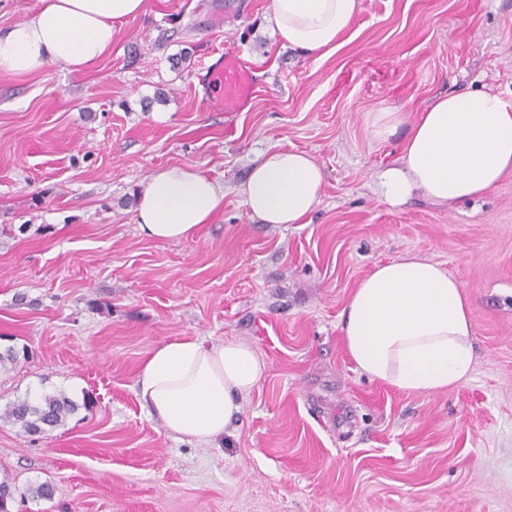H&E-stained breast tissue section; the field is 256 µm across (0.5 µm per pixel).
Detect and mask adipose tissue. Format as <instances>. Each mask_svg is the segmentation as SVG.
Instances as JSON below:
<instances>
[{
	"instance_id": "1",
	"label": "adipose tissue",
	"mask_w": 512,
	"mask_h": 512,
	"mask_svg": "<svg viewBox=\"0 0 512 512\" xmlns=\"http://www.w3.org/2000/svg\"><path fill=\"white\" fill-rule=\"evenodd\" d=\"M29 19L0 31V73H34L50 64L80 71L112 48L121 23L146 0H39ZM361 0H270L263 17L272 37L301 55L331 56ZM408 125L396 164L377 177L379 195L398 205L422 194L438 204L477 200L512 173V104L474 90L435 98L412 123L402 113H371L372 137L388 140ZM324 175L307 153L269 149L240 187L250 216L263 224H300L320 203ZM224 199L223 187L190 167L152 172L137 199L136 222L159 241L194 237ZM357 371L406 392L438 393L473 372L470 306L440 263L404 256L377 265L354 289L340 321ZM267 370L248 344L174 339L153 349L136 380L144 408L179 438L221 439L243 396Z\"/></svg>"
}]
</instances>
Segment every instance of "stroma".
I'll return each instance as SVG.
<instances>
[{"label": "stroma", "instance_id": "stroma-1", "mask_svg": "<svg viewBox=\"0 0 512 512\" xmlns=\"http://www.w3.org/2000/svg\"><path fill=\"white\" fill-rule=\"evenodd\" d=\"M269 0H147L91 68L0 74V410L31 385L78 387L77 411L31 435L0 418V477L53 483L22 512H512V175L485 198L387 203L376 176L430 100L512 102V0H361L346 44L316 60L263 25ZM256 68L240 112L198 75L219 54ZM325 176L303 224H261L239 192L267 149ZM196 168L224 188L212 223L161 242L135 222L144 179ZM416 255L462 285L474 368L408 393L360 375L339 316L377 264ZM249 344L268 369L217 446L142 407L138 370L177 338ZM403 123L404 116L401 112H393L388 109L372 112L368 120L372 137L379 141L388 140L397 132L399 126Z\"/></svg>", "mask_w": 512, "mask_h": 512}]
</instances>
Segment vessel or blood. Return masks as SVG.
<instances>
[{
    "label": "vessel or blood",
    "mask_w": 512,
    "mask_h": 512,
    "mask_svg": "<svg viewBox=\"0 0 512 512\" xmlns=\"http://www.w3.org/2000/svg\"><path fill=\"white\" fill-rule=\"evenodd\" d=\"M206 73L209 92L204 104L208 109L239 112L252 101L257 87L255 70L240 54L225 53Z\"/></svg>",
    "instance_id": "vessel-or-blood-1"
}]
</instances>
